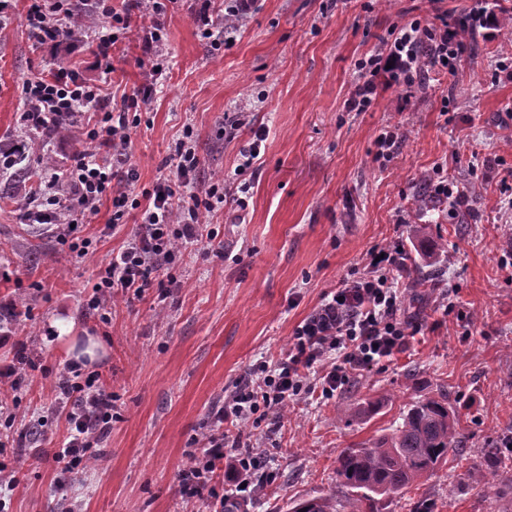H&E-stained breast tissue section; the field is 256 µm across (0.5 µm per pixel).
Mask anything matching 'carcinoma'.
Wrapping results in <instances>:
<instances>
[{"instance_id": "cac0c4a2", "label": "carcinoma", "mask_w": 512, "mask_h": 512, "mask_svg": "<svg viewBox=\"0 0 512 512\" xmlns=\"http://www.w3.org/2000/svg\"><path fill=\"white\" fill-rule=\"evenodd\" d=\"M380 402L369 401L356 410L338 408L350 423L370 416ZM458 420L448 407V394L413 404L392 432L343 451L336 481L342 496L304 499L292 512H379L378 504L392 494L432 474L459 444Z\"/></svg>"}]
</instances>
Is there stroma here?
<instances>
[{"label": "stroma", "instance_id": "1", "mask_svg": "<svg viewBox=\"0 0 512 512\" xmlns=\"http://www.w3.org/2000/svg\"><path fill=\"white\" fill-rule=\"evenodd\" d=\"M163 76L130 130L123 169L138 188L170 174L175 144L191 130L198 180L233 175L252 141L245 128L222 133L225 119L251 112L266 139L243 200L208 217L223 255L185 251L166 292L117 300L109 323L88 308L102 261L125 234L105 225L103 202L82 234L84 258L70 257L51 226L25 215L39 182L64 178L80 152L86 115L32 138L23 120L28 77L76 68L115 97L141 88L150 64L141 28L127 32L105 72L84 45L53 50L31 36L27 0L0 16V328L35 340L43 356L15 393L24 425L5 428L27 462L0 512H59L49 452L67 429L42 416L51 381L75 359L72 340L102 347L86 368L116 398L118 419L96 460L78 466L68 490L80 512H221L220 498L184 495L180 474L202 450L211 412L245 372L283 357L297 325L325 291L362 271L367 252L403 239L410 258L399 279L400 314L421 331L392 361L350 375L328 400L306 394L243 431L240 453L265 481L248 512H289L292 502L336 489V459L347 448L391 432L408 406L446 391L458 417L459 446L427 479L384 500L381 512H411L428 499L439 512H512V471L485 465L487 449L512 435V15L500 0H444L448 12L486 8L499 24L478 29L455 72L435 71L401 107L404 87L379 88L364 112L346 105L362 82V60L383 49L393 26L434 14L431 0H256L221 42L203 38L200 0H162ZM400 126L405 140L380 163L376 137ZM463 191L461 204L421 201L434 166ZM430 227L436 250L413 233ZM68 337L49 339L57 320ZM381 400L376 414L348 424L337 407ZM482 468V483L468 476Z\"/></svg>", "mask_w": 512, "mask_h": 512}]
</instances>
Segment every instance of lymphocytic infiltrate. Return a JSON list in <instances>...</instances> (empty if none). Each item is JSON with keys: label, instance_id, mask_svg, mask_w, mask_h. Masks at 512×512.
<instances>
[{"label": "lymphocytic infiltrate", "instance_id": "1", "mask_svg": "<svg viewBox=\"0 0 512 512\" xmlns=\"http://www.w3.org/2000/svg\"><path fill=\"white\" fill-rule=\"evenodd\" d=\"M146 31L145 49L151 55L144 77L155 84L165 72L160 49L161 11L159 0H135ZM105 24L92 26L91 14L72 9L68 0H32L28 26L40 44L59 48L62 44L92 38L93 54L100 65H108L113 46L129 25V18L116 10L106 12ZM469 19L434 14L432 20L414 19L397 26L385 51L371 55L363 63L370 77L356 85L348 100L354 112L367 111L376 98L378 85L398 84L409 95L423 87L430 71L454 70L463 49L462 37ZM26 123L60 126L71 121L79 109L98 102L100 95L78 71L61 67L47 76L27 79L22 87ZM129 102L101 112L95 123L82 129L85 147L74 155L65 184L51 179L42 190V207L32 217L54 226L60 244L70 252L85 256L89 240L78 238L77 229L97 215L103 200H111L112 215L106 227L119 231L128 209L140 212V222L124 247L100 267L92 286L90 305L109 311L117 296L142 297L153 287L159 272L166 270L188 247L214 241L215 234L205 224L206 216L232 193V181L253 175L259 155L256 144L244 151V160L235 170L234 180L214 177L211 183L196 184L192 176L199 166L195 148L180 141L175 148L172 174L156 181L152 189L137 190L135 175L117 170L130 143ZM406 251L393 242L373 249L362 274L343 280L327 292L321 303L296 328L285 358L253 368L243 375L234 391L225 396L215 413L216 432L208 434V448L193 456L183 474L186 487L196 496H216L224 480H231L235 494L247 499L256 485L251 472L252 457L225 464L224 442L229 430H242L261 412L285 410L299 396L311 369H320L318 384L323 396H334L350 373L391 359L408 346L410 336L419 331L417 323L399 313L398 274L404 269ZM13 356L0 365V386L17 389L27 367L40 357L35 342L10 341ZM56 405L53 414L64 417L68 441L55 451L57 484L65 486L70 474L90 456L108 431L116 415L115 399L93 376L82 373L80 365L69 363L61 369L53 387Z\"/></svg>", "mask_w": 512, "mask_h": 512}]
</instances>
